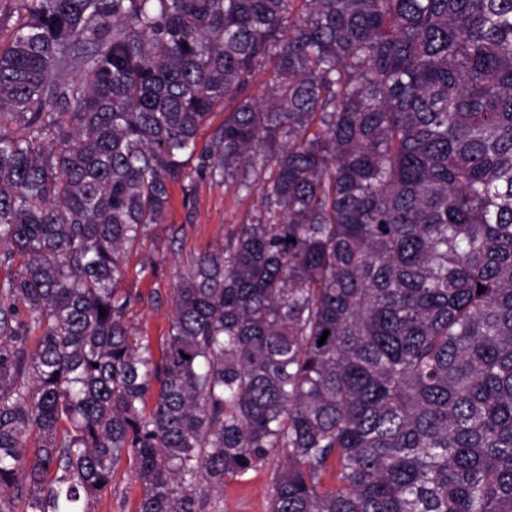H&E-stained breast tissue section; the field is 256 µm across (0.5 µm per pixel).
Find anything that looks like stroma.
Wrapping results in <instances>:
<instances>
[{"mask_svg":"<svg viewBox=\"0 0 512 512\" xmlns=\"http://www.w3.org/2000/svg\"><path fill=\"white\" fill-rule=\"evenodd\" d=\"M260 206L258 194H245L208 180L195 181L190 194L173 188L170 207L162 223L153 225L146 237L127 255L122 291L139 293L143 302L132 305L128 317L143 342L160 350L169 329V301L177 273L191 258L223 242L228 232L250 223ZM156 264L155 275H145L147 261ZM158 293L159 302L149 294ZM276 461L257 465L241 477L212 490L205 512H269V492ZM134 458H123L114 468L112 481L101 489L92 512H135L142 487L136 477Z\"/></svg>","mask_w":512,"mask_h":512,"instance_id":"stroma-1","label":"stroma"}]
</instances>
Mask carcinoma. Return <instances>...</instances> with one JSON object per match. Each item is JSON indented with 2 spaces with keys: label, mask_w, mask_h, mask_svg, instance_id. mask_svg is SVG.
I'll return each instance as SVG.
<instances>
[{
  "label": "carcinoma",
  "mask_w": 512,
  "mask_h": 512,
  "mask_svg": "<svg viewBox=\"0 0 512 512\" xmlns=\"http://www.w3.org/2000/svg\"><path fill=\"white\" fill-rule=\"evenodd\" d=\"M14 2L0 512H91L125 456L136 512L272 458L269 512H512V0ZM196 179L260 207L156 359L125 255Z\"/></svg>",
  "instance_id": "obj_1"
}]
</instances>
